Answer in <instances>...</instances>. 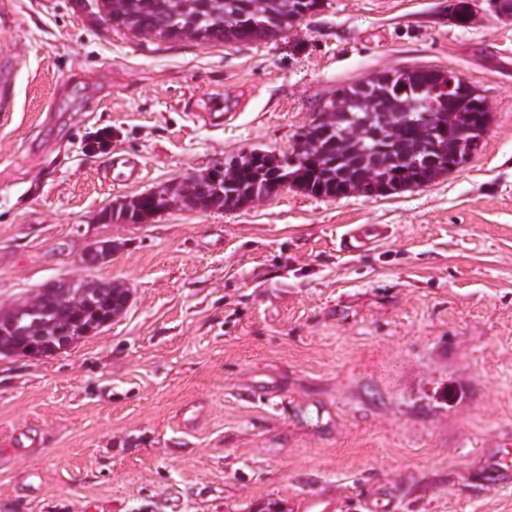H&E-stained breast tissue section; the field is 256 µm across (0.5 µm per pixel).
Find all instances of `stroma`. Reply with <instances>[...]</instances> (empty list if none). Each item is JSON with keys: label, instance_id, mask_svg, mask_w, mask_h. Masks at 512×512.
Returning <instances> with one entry per match:
<instances>
[{"label": "stroma", "instance_id": "stroma-1", "mask_svg": "<svg viewBox=\"0 0 512 512\" xmlns=\"http://www.w3.org/2000/svg\"><path fill=\"white\" fill-rule=\"evenodd\" d=\"M448 0H324L247 45L118 31L96 0H0V308L107 279L124 313L0 356V512H512L473 474L512 438V21ZM452 71L492 121L401 194L287 187L107 224L113 200L289 151L337 88ZM128 159L137 180L108 172ZM387 234L352 253L344 233ZM111 264L84 266L96 240Z\"/></svg>", "mask_w": 512, "mask_h": 512}]
</instances>
